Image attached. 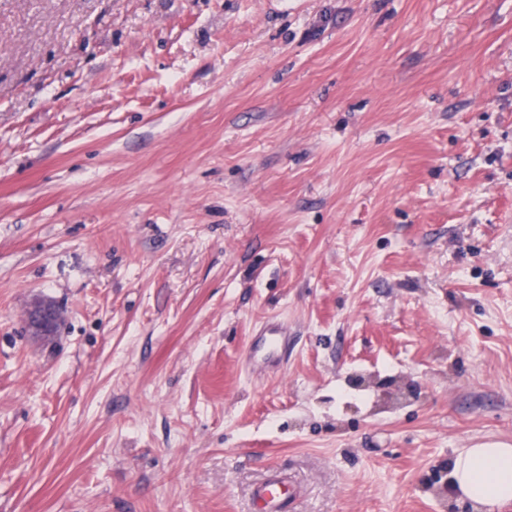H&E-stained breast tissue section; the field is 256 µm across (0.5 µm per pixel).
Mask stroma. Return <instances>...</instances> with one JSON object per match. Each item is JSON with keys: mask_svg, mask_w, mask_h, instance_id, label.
I'll list each match as a JSON object with an SVG mask.
<instances>
[{"mask_svg": "<svg viewBox=\"0 0 512 512\" xmlns=\"http://www.w3.org/2000/svg\"><path fill=\"white\" fill-rule=\"evenodd\" d=\"M492 444L512 0H0V512H473ZM60 321V308L55 303L39 299L28 308L25 327L32 336L48 339L55 335ZM253 363L263 367L278 365L288 353V327L279 323H268L254 336L251 345Z\"/></svg>", "mask_w": 512, "mask_h": 512, "instance_id": "obj_1", "label": "stroma"}]
</instances>
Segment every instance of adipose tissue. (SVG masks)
<instances>
[{"mask_svg": "<svg viewBox=\"0 0 512 512\" xmlns=\"http://www.w3.org/2000/svg\"><path fill=\"white\" fill-rule=\"evenodd\" d=\"M451 484L478 512L512 501V448H468L451 467Z\"/></svg>", "mask_w": 512, "mask_h": 512, "instance_id": "ef3b65f1", "label": "adipose tissue"}]
</instances>
